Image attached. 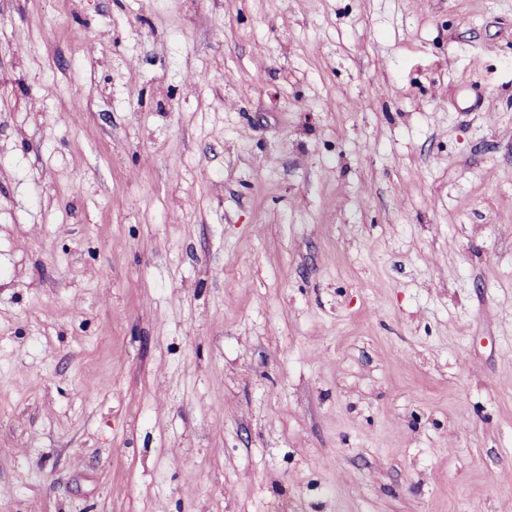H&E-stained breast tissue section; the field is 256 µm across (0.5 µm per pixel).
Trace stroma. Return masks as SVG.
Here are the masks:
<instances>
[{"label":"stroma","instance_id":"35a3bbf8","mask_svg":"<svg viewBox=\"0 0 512 512\" xmlns=\"http://www.w3.org/2000/svg\"><path fill=\"white\" fill-rule=\"evenodd\" d=\"M0 512H512V0H0Z\"/></svg>","mask_w":512,"mask_h":512}]
</instances>
